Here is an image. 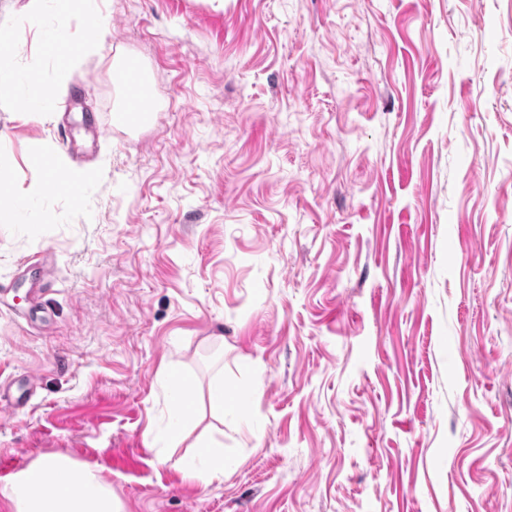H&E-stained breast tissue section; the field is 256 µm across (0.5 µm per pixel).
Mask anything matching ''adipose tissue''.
<instances>
[{
    "instance_id": "ef3b65f1",
    "label": "adipose tissue",
    "mask_w": 512,
    "mask_h": 512,
    "mask_svg": "<svg viewBox=\"0 0 512 512\" xmlns=\"http://www.w3.org/2000/svg\"><path fill=\"white\" fill-rule=\"evenodd\" d=\"M15 512H121L111 488L94 472H76L64 457H49L0 491Z\"/></svg>"
}]
</instances>
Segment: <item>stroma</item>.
Returning <instances> with one entry per match:
<instances>
[{
	"mask_svg": "<svg viewBox=\"0 0 512 512\" xmlns=\"http://www.w3.org/2000/svg\"><path fill=\"white\" fill-rule=\"evenodd\" d=\"M30 2L0 0V488L61 456L122 512H512V0H95L101 37ZM211 448L207 485L164 460ZM124 79L126 81V102L127 107L125 112L128 113L132 119L134 125H138L139 123H134L137 121L140 116V104H141V95H140V81L138 77L137 67L134 63L128 62L126 65V71L124 72Z\"/></svg>",
	"mask_w": 512,
	"mask_h": 512,
	"instance_id": "stroma-1",
	"label": "stroma"
}]
</instances>
